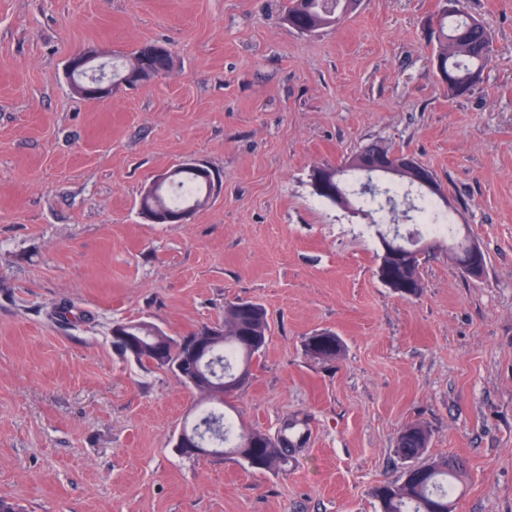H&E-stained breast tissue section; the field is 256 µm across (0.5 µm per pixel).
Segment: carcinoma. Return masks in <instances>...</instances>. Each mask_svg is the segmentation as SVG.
I'll list each match as a JSON object with an SVG mask.
<instances>
[{"label": "carcinoma", "mask_w": 512, "mask_h": 512, "mask_svg": "<svg viewBox=\"0 0 512 512\" xmlns=\"http://www.w3.org/2000/svg\"><path fill=\"white\" fill-rule=\"evenodd\" d=\"M347 0H285L284 19L293 27L311 32L340 25L346 18L342 6ZM473 17L458 8L453 13L436 15V28L431 31L438 46V61L447 76L448 95L464 97L482 80V73L490 60L492 37L483 27L471 24ZM173 55L158 43H145L131 53L122 64L112 63V79L132 77L140 83L151 79L159 71H170ZM213 190V184L192 170L179 166L170 170L168 181L158 186L153 195L142 197L141 209L156 215L160 223L180 210L191 211L205 206ZM395 273L412 283L399 291L405 299L419 297L424 290L421 263L405 262L395 267ZM224 327V339L214 346L209 357L194 362L201 380L195 384L187 378L179 382L192 390L198 398L197 412L203 424L211 427L208 441L224 449L244 468L258 472H283L288 464L289 449L293 441L283 433L276 441L258 429H242L225 413L236 390L249 384L253 376L254 362L266 349L271 335V325L266 307L253 301H235L224 306V318L214 322ZM133 335L139 337L142 346L132 351L125 344L113 341L122 353L131 355L138 363L163 367L175 372V364L187 353L182 343L196 338L193 330L181 338H173L168 344V362L161 365L154 355V339L138 323H128ZM305 352L323 362L340 358L345 345L331 330H321L303 340ZM224 381L220 392L210 390L215 380ZM425 426L408 423L398 433L396 453L408 461L399 483L383 482L372 487L371 495L377 501L379 512H448L454 504L457 483L461 472L457 465L446 459L417 462L427 448L428 440L418 436Z\"/></svg>", "instance_id": "carcinoma-1"}]
</instances>
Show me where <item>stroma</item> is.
<instances>
[{
	"mask_svg": "<svg viewBox=\"0 0 512 512\" xmlns=\"http://www.w3.org/2000/svg\"><path fill=\"white\" fill-rule=\"evenodd\" d=\"M438 0H361L293 29L283 0H0V498L17 512H378L400 428L465 475L455 512H512V0H464L491 32L482 82L452 98L429 33ZM164 43L173 69L75 94L68 58ZM379 142L413 155L486 255L421 256L424 291L381 282L368 216L320 198L314 169ZM197 161L218 180L180 224L140 198ZM252 300L271 338L233 404L279 436L286 471L182 457L196 401L112 343L140 321L180 336ZM335 331L341 359L306 354ZM462 242L463 250L452 251L456 265L469 276H481L485 269L484 252L481 246L470 236H463ZM303 346L308 355L323 362L336 361L345 351L343 340L332 330H321L306 336ZM313 347H319L320 350L315 352Z\"/></svg>",
	"mask_w": 512,
	"mask_h": 512,
	"instance_id": "stroma-1",
	"label": "stroma"
}]
</instances>
